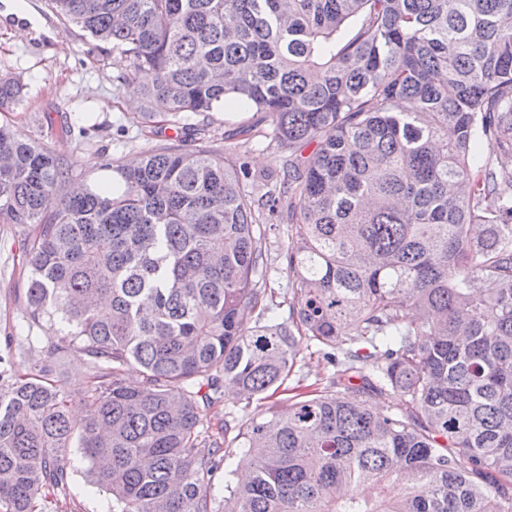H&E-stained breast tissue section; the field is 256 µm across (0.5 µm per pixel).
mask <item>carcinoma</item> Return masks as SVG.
I'll return each mask as SVG.
<instances>
[{"instance_id":"1","label":"carcinoma","mask_w":512,"mask_h":512,"mask_svg":"<svg viewBox=\"0 0 512 512\" xmlns=\"http://www.w3.org/2000/svg\"><path fill=\"white\" fill-rule=\"evenodd\" d=\"M49 5L127 59L141 123L243 112L229 136L263 125L287 157L258 196L221 153L157 144L67 194L75 165L0 124L27 280V335L0 353V512L65 493L75 443L112 512H512V0ZM23 90L0 75V110ZM263 211L295 226L286 322L254 280ZM304 342L328 386L212 424L224 383L270 398ZM72 355L78 427L52 372ZM391 391L402 413L368 405ZM60 383L71 392L73 400L70 403V416L72 420L79 423L83 416L84 407L81 401L89 368L83 357H70L60 367Z\"/></svg>"}]
</instances>
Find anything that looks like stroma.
Here are the masks:
<instances>
[{
    "instance_id": "stroma-1",
    "label": "stroma",
    "mask_w": 512,
    "mask_h": 512,
    "mask_svg": "<svg viewBox=\"0 0 512 512\" xmlns=\"http://www.w3.org/2000/svg\"><path fill=\"white\" fill-rule=\"evenodd\" d=\"M27 15L10 13V0H0V73L17 77L25 86L22 105L0 112V123L10 124L22 138L31 139L74 162L91 185L111 179L108 160L128 162L146 147L173 142L171 129L141 126L132 87L121 86L122 67L116 64L111 45L97 41L78 27L61 22L48 0H26ZM86 129L87 138L57 136L61 124ZM204 145L225 158L245 164L260 176L281 170L285 155L263 136L244 144L224 141V113L209 115ZM293 233L289 224L265 227L262 281L271 290L279 319L289 316L293 297L284 255ZM18 227L0 223V340L24 335L26 316L23 256ZM334 371L320 346L309 345L298 356L288 387H321ZM70 484L66 495L53 500L46 512H112V498L90 484L87 462L79 449H71Z\"/></svg>"
}]
</instances>
